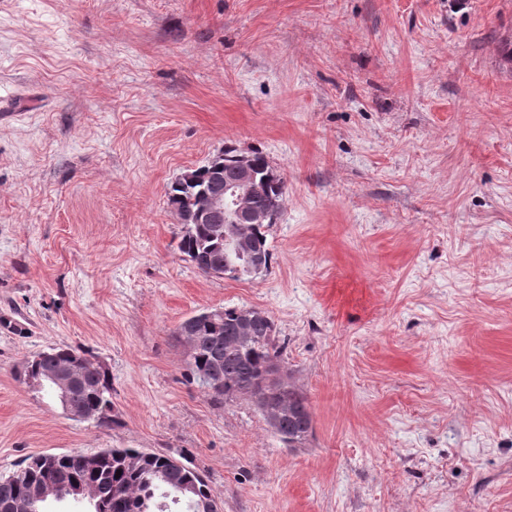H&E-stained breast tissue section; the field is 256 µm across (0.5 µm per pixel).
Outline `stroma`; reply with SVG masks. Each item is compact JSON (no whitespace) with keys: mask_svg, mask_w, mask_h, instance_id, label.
I'll use <instances>...</instances> for the list:
<instances>
[{"mask_svg":"<svg viewBox=\"0 0 512 512\" xmlns=\"http://www.w3.org/2000/svg\"><path fill=\"white\" fill-rule=\"evenodd\" d=\"M512 0H0V476L186 453L224 512H512ZM286 178L268 272L202 274L166 190ZM271 315L313 430L186 376L190 315ZM85 351L120 425L18 369Z\"/></svg>","mask_w":512,"mask_h":512,"instance_id":"35a3bbf8","label":"stroma"}]
</instances>
